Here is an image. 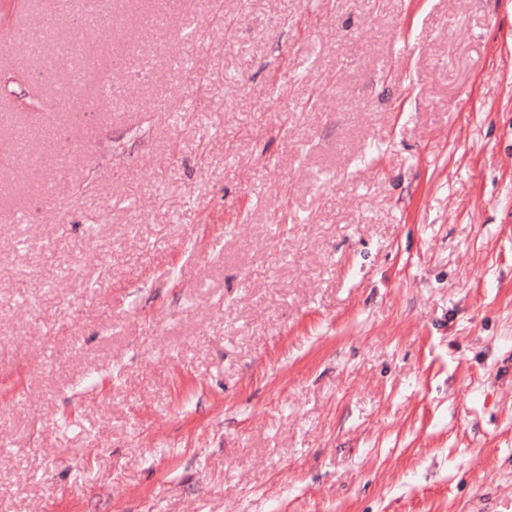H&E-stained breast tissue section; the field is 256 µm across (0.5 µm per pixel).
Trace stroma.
Wrapping results in <instances>:
<instances>
[{"label": "stroma", "instance_id": "1", "mask_svg": "<svg viewBox=\"0 0 512 512\" xmlns=\"http://www.w3.org/2000/svg\"><path fill=\"white\" fill-rule=\"evenodd\" d=\"M0 71V512H512V0H29Z\"/></svg>", "mask_w": 512, "mask_h": 512}]
</instances>
